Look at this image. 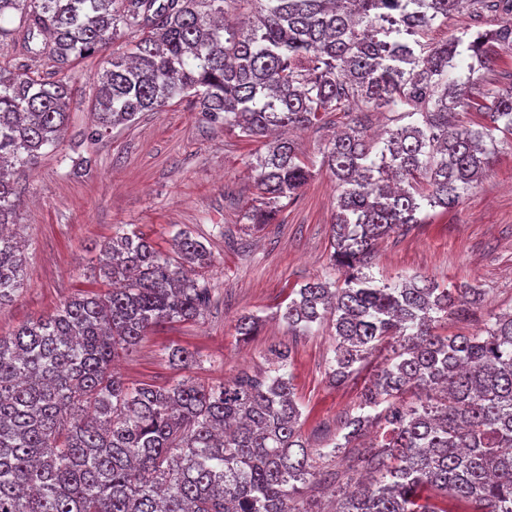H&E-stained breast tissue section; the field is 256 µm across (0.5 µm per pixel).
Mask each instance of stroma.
<instances>
[{
    "label": "stroma",
    "instance_id": "obj_1",
    "mask_svg": "<svg viewBox=\"0 0 512 512\" xmlns=\"http://www.w3.org/2000/svg\"><path fill=\"white\" fill-rule=\"evenodd\" d=\"M123 49L119 39L73 64L75 92L65 135L20 183L24 280L13 301L0 306V336L53 312L74 294L109 291L91 273L101 244L119 229H136L165 252L178 230L190 231L212 252L204 271L210 304L195 320L150 331L116 368L131 384L168 386L187 377L216 384L266 368L270 346L289 345L287 371L302 411V434L322 451L318 471L336 476L332 485L302 486L300 498L325 502L331 486H353L364 476L356 449L337 451L333 444L342 438L344 421L359 415L362 393L383 355L375 353L348 381L331 384L334 328L325 323L292 336L276 311L294 289L333 274L335 191L319 163L328 135L343 118L330 113L321 128L298 135L303 158L317 165L315 175L276 223L253 231L243 213L254 193L249 162L259 145L209 122L188 100H173L142 113L132 125L89 139L95 125L92 78L111 53ZM371 271L384 280L425 273L447 287L467 281L483 288L475 319L441 323L442 334L473 333L482 320L512 309V137L499 143L489 172L457 206L430 212L424 223L381 242ZM244 312L264 320L259 336L248 342L234 329ZM173 345L194 353L191 369L170 363Z\"/></svg>",
    "mask_w": 512,
    "mask_h": 512
}]
</instances>
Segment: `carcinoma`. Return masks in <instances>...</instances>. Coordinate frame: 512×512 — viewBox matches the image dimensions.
Segmentation results:
<instances>
[{
	"instance_id": "1",
	"label": "carcinoma",
	"mask_w": 512,
	"mask_h": 512,
	"mask_svg": "<svg viewBox=\"0 0 512 512\" xmlns=\"http://www.w3.org/2000/svg\"><path fill=\"white\" fill-rule=\"evenodd\" d=\"M241 2L0 0V21L23 14L17 29L0 25V49L54 68L0 69V306L22 284L15 175L57 147L73 96L59 73L75 60L127 39L94 79L92 138L176 97L246 141L273 137L252 163L257 197L243 215L257 231L314 177L283 134L340 112L345 130L322 166L336 184L331 261L343 281L302 285L278 314L295 336L332 319L337 384L390 347L332 447L379 426L382 442L358 460L380 477L339 489L334 512H512V312L444 336L439 323L469 318L459 303L480 304V289L368 272L382 240L424 223L425 207L452 208L489 170L496 133L512 135V83L484 76L512 51V0H253L232 25ZM485 12L496 27L429 38L437 21ZM369 109L389 114L376 138L362 124ZM462 112L480 121L463 125ZM173 246L170 256L140 232L115 233L96 273L111 291L0 336V512H318L294 505L316 451L288 346L271 348L269 370L219 384L130 385L112 370L149 331L210 303V250L183 230ZM261 324L244 313L235 331L246 341ZM168 357L195 363L179 346Z\"/></svg>"
}]
</instances>
